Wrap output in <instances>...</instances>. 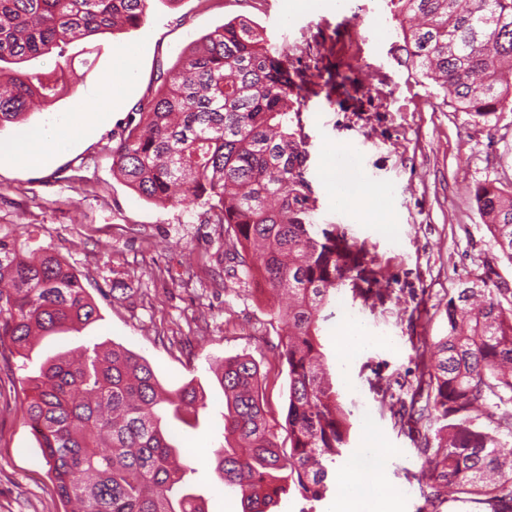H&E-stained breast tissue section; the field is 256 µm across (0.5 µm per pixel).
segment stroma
Returning <instances> with one entry per match:
<instances>
[{"mask_svg":"<svg viewBox=\"0 0 512 512\" xmlns=\"http://www.w3.org/2000/svg\"><path fill=\"white\" fill-rule=\"evenodd\" d=\"M233 19L271 35L294 67H318L300 114L309 151L305 176L315 202L312 219L340 224L365 245L380 279L382 302L365 304L349 288L322 311L324 364L350 425L320 512H337L356 495L346 479L364 461L369 440L381 489L394 491L387 512H419L424 500L407 475L419 456L399 410L420 377L416 350L447 331L445 306L465 283L495 270L512 287L503 259L474 201L478 186L512 190V112L483 122L453 111L438 86L403 63L399 21L389 0H152L136 28L98 35L94 63H74L65 92L51 106L0 128V236L30 240L78 274L98 308L80 332L41 339L30 360L0 353V512H64L36 439L23 419L24 378L58 353L79 345L114 344L143 356L161 384L193 383L208 402L196 427L168 426L183 461L197 472L207 512H242L208 464L223 431L224 393L214 361L247 355L260 370L266 417L279 445L288 405V368L279 357L286 324L257 276L234 271L232 238L209 224L204 206L159 205L140 197L112 169V134L157 87L184 48ZM133 71L119 67L122 52ZM125 90L101 106L103 77ZM82 111L77 134L42 161L13 155L63 114ZM351 148L342 174L328 151ZM376 191L381 209L360 215L349 193ZM351 349L340 346L350 329ZM387 386L377 395L375 381Z\"/></svg>","mask_w":512,"mask_h":512,"instance_id":"1","label":"stroma"}]
</instances>
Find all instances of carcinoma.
<instances>
[{
	"label": "carcinoma",
	"instance_id": "cac0c4a2",
	"mask_svg": "<svg viewBox=\"0 0 512 512\" xmlns=\"http://www.w3.org/2000/svg\"><path fill=\"white\" fill-rule=\"evenodd\" d=\"M150 0H0V62L56 53L51 72L0 68V128L32 105H51L67 86V47L88 45L120 25L146 18ZM400 18L405 64L441 87L455 112L489 121L512 112V0H390ZM148 106L130 112L112 137V168L140 196L161 205L199 203L233 233V258L250 276L256 258L271 296H288L285 430L276 442L259 396V368L246 356L215 373L224 391L223 442L214 473L242 494L243 512H269L295 491L309 503L327 497L329 465L349 432L340 394L324 367L320 312L342 286L379 299L373 260L335 224L312 221L305 178L306 136L299 120L309 75L275 51L266 31L231 20L191 42L159 75ZM488 230L512 264V191L476 188ZM489 270L445 308L447 334L418 354L426 405L410 402L414 423H440L437 447L419 449L412 475L430 512L467 495L488 512H512V289ZM98 317L78 276L46 249L0 237V347L28 356L33 340L79 331ZM25 423L48 463L60 499L74 512H205L179 460L166 415L207 409L191 384L162 388L149 363L117 345H81L26 378Z\"/></svg>",
	"mask_w": 512,
	"mask_h": 512
}]
</instances>
